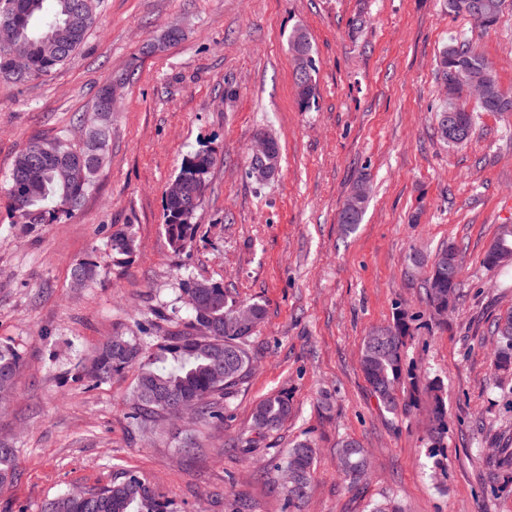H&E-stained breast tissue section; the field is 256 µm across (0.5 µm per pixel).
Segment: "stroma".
I'll use <instances>...</instances> for the list:
<instances>
[{
    "label": "stroma",
    "instance_id": "35a3bbf8",
    "mask_svg": "<svg viewBox=\"0 0 512 512\" xmlns=\"http://www.w3.org/2000/svg\"><path fill=\"white\" fill-rule=\"evenodd\" d=\"M180 29L182 38L166 42ZM304 29L316 70L315 103L298 104L289 37ZM472 38L512 95V0L482 30L446 0H100L94 29L50 76L0 80V181L34 138L70 134L117 75L109 157L92 192L54 224L15 223L0 194V344L24 365L0 410V443L17 450L0 512H43L73 488L132 471L172 512H288L273 465L300 438L317 448L312 487L298 512H512V488L488 478L496 435L512 437V374L494 370L490 326L512 312V268L483 257L512 224V112H479L460 147L438 133L444 84L436 60L455 35ZM280 145L273 172L250 174L258 134ZM214 166L189 252H172L164 195L190 153ZM367 195L353 231L338 214L356 183ZM131 225L132 261L112 263L109 238ZM455 243L462 301L447 325L432 318L424 275ZM90 256L101 275L73 287ZM223 284L258 302L264 321L248 341L252 368L208 426L129 417L136 370L94 383L83 369L117 332L163 309L181 275ZM413 315L404 355L420 381L440 379L448 406L445 471L427 455V405L383 413L361 371V343L396 309ZM288 393L292 418L250 433L266 395ZM191 453H179L187 436ZM359 440L370 470L345 488L336 450Z\"/></svg>",
    "mask_w": 512,
    "mask_h": 512
}]
</instances>
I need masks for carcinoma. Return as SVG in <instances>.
I'll return each mask as SVG.
<instances>
[{
  "instance_id": "obj_1",
  "label": "carcinoma",
  "mask_w": 512,
  "mask_h": 512,
  "mask_svg": "<svg viewBox=\"0 0 512 512\" xmlns=\"http://www.w3.org/2000/svg\"><path fill=\"white\" fill-rule=\"evenodd\" d=\"M465 0H448V11L469 17L481 29L494 27L502 9H492L498 0H484L489 14L482 18L462 8ZM13 18L16 41L24 44L26 65L16 68L5 47L6 35L0 32V77L16 82L47 77L54 73L83 44L96 23V0H0V17ZM293 55L312 53L307 33L296 29L290 36ZM469 67L470 79L485 90L484 99L476 105L479 112L503 111L505 92L487 59L477 51L470 38L450 39L436 60V67L445 84L461 66ZM295 87L301 107L310 106L315 98V69L295 68ZM445 106H440L437 132L452 144L468 142L474 131V114L466 116V136L462 139L448 133L443 123ZM78 124L89 127L87 140L75 144L60 135L31 142L15 158L12 168L0 186L19 224H53L77 209L94 186L95 178L107 158L109 128L105 90H100L92 113L82 115ZM214 164L212 154L199 150L184 158L173 180L179 191L165 194L164 230L176 254L188 251L197 234L195 214L200 207ZM365 195L356 190L345 202L339 223L352 227L362 218ZM112 262L116 266L129 263L137 252V243L130 226L112 232L109 240ZM456 256L452 276L441 275L448 266V251ZM462 253L452 242L440 249L431 264V276L424 281L425 300L434 315L456 304L459 299L458 275ZM512 263V224H501L493 243L484 254L483 264L498 270ZM99 275V265L90 256L77 260L71 278L77 288ZM183 293L192 292L203 304V314L192 312L186 331H161L149 320L137 323L138 333L109 337L90 359L87 376L99 382L139 363L142 366L133 388L136 406L130 414L134 424L141 426L150 418L175 413L173 402L184 399L196 405L198 419L206 424L224 418L213 398L222 395L229 400L251 369L247 342L254 334L250 327H241L235 320L238 304L217 282L199 279L182 281ZM413 318L404 310L397 311L387 335L373 329L364 337L361 369L380 408L393 416L401 409L399 386L408 383L415 401L425 400L432 415L429 456L434 467L442 468L443 439L448 432V408L440 381L433 379L419 386L403 356L405 338L411 335ZM492 351L495 370L512 372V313L498 317L493 323ZM22 367L19 352L0 345V405L7 404ZM293 416L292 403L285 393H272L263 398L252 414V428L258 435L279 430ZM497 475L509 479L512 450L498 449L493 458ZM316 464V451L310 439L293 442L275 465L290 474L284 486L285 502L296 507L308 498ZM370 466L368 453L355 439L340 442L337 468L347 487L357 486ZM16 473V449L0 445V488L8 485ZM43 512H169V503L136 473L127 472L111 484L88 489L82 494L66 493L48 502Z\"/></svg>"
}]
</instances>
